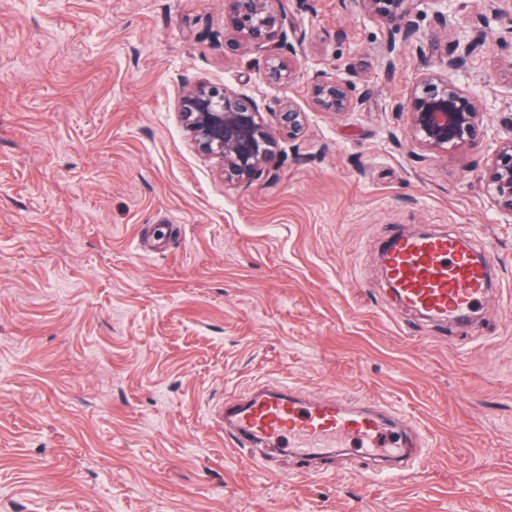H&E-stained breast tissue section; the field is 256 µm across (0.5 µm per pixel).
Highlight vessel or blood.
Segmentation results:
<instances>
[{
	"instance_id": "1",
	"label": "vessel or blood",
	"mask_w": 512,
	"mask_h": 512,
	"mask_svg": "<svg viewBox=\"0 0 512 512\" xmlns=\"http://www.w3.org/2000/svg\"><path fill=\"white\" fill-rule=\"evenodd\" d=\"M387 269L399 301L435 321L462 320L486 293L487 263L475 261L448 235L399 236L387 250ZM385 419L334 399L308 400L272 386L227 408L224 428L246 448H296L313 454L351 436L374 447Z\"/></svg>"
}]
</instances>
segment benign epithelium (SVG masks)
Instances as JSON below:
<instances>
[{
	"label": "benign epithelium",
	"instance_id": "7a95c632",
	"mask_svg": "<svg viewBox=\"0 0 512 512\" xmlns=\"http://www.w3.org/2000/svg\"><path fill=\"white\" fill-rule=\"evenodd\" d=\"M388 20H403L416 0H363ZM228 29L236 44L265 52L264 76L273 85L289 84L298 67L297 44L287 41V17L272 0H225ZM475 38L464 30L448 52V68L460 69L471 55ZM312 100L323 112L351 111L355 102L345 82L318 76ZM483 107L476 94L440 74L425 70L413 90L409 119L416 140L429 149L452 153L485 136ZM181 117L200 154L217 160L226 184L249 183L270 169L276 157L275 129L297 135L305 112L291 100L265 111L255 99L232 88L205 83L192 86L181 102ZM486 191L493 205L512 215V135L494 140L486 161Z\"/></svg>",
	"mask_w": 512,
	"mask_h": 512
}]
</instances>
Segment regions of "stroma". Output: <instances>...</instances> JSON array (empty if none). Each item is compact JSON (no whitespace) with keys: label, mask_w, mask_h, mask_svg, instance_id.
<instances>
[{"label":"stroma","mask_w":512,"mask_h":512,"mask_svg":"<svg viewBox=\"0 0 512 512\" xmlns=\"http://www.w3.org/2000/svg\"><path fill=\"white\" fill-rule=\"evenodd\" d=\"M304 36L293 84L224 39V0H0V512H512V216L484 192L512 123V15L418 0H276ZM493 37L463 71L439 13ZM481 99L488 135L415 140L423 69ZM352 111H320L317 75ZM306 114L277 161L227 185L180 119L196 82ZM450 233L490 258L478 322L404 307L395 234ZM374 403L390 473L356 440L261 455L221 414L263 386ZM391 22L403 20L414 9L417 0H362ZM311 93L314 104L323 112L339 114L349 112L355 106L347 84L337 78L317 76Z\"/></svg>","instance_id":"35a3bbf8"}]
</instances>
